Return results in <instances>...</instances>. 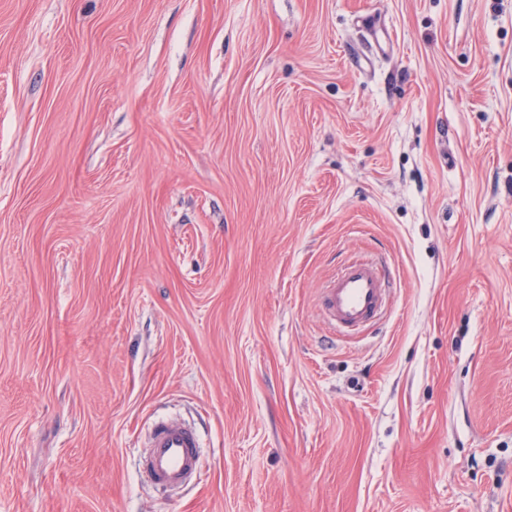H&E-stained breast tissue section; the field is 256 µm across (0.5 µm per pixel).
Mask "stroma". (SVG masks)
<instances>
[{"mask_svg": "<svg viewBox=\"0 0 512 512\" xmlns=\"http://www.w3.org/2000/svg\"><path fill=\"white\" fill-rule=\"evenodd\" d=\"M0 512H512V0H0ZM387 288V281L374 263L353 260L322 289L324 317L340 332L357 331L383 313ZM200 448L196 429L173 420L156 421L142 453L151 483L160 491L171 492L191 482L200 469Z\"/></svg>", "mask_w": 512, "mask_h": 512, "instance_id": "stroma-1", "label": "stroma"}]
</instances>
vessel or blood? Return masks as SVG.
<instances>
[{
  "label": "vessel or blood",
  "mask_w": 512,
  "mask_h": 512,
  "mask_svg": "<svg viewBox=\"0 0 512 512\" xmlns=\"http://www.w3.org/2000/svg\"><path fill=\"white\" fill-rule=\"evenodd\" d=\"M387 288L374 263L353 260L323 288V314L340 332L357 331L383 313ZM200 448L196 429L173 420L156 421L142 453L151 483L160 491L171 492L191 482L200 469Z\"/></svg>",
  "instance_id": "obj_1"
}]
</instances>
